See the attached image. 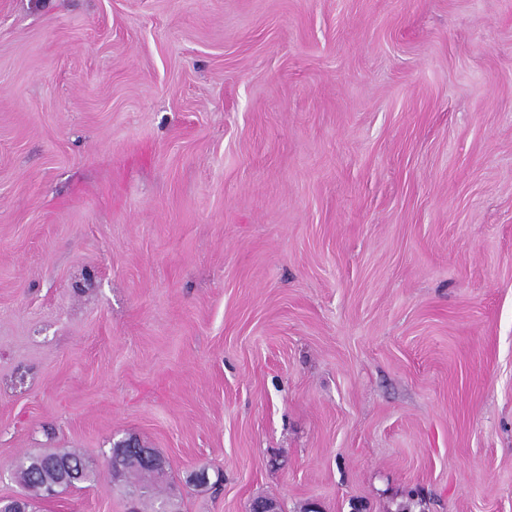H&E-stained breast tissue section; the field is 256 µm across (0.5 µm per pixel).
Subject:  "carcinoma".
Listing matches in <instances>:
<instances>
[{
    "label": "carcinoma",
    "mask_w": 512,
    "mask_h": 512,
    "mask_svg": "<svg viewBox=\"0 0 512 512\" xmlns=\"http://www.w3.org/2000/svg\"><path fill=\"white\" fill-rule=\"evenodd\" d=\"M47 458L57 461L64 467H69L70 471L64 474L60 469L45 464ZM150 458L157 463V467L153 468L137 460L127 448L120 453L110 454L112 479L133 487L132 493L140 499L148 496L151 488L162 484L163 479L166 478L165 461L153 448L150 449ZM94 468V461L78 450L62 449L48 454L24 456L17 461L15 472L28 491V498L34 500L44 497V489L49 486L55 487L62 493L69 488L92 481Z\"/></svg>",
    "instance_id": "carcinoma-1"
}]
</instances>
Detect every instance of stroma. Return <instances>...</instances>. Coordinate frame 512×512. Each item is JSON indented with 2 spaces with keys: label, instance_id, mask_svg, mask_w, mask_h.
<instances>
[{
  "label": "stroma",
  "instance_id": "obj_1",
  "mask_svg": "<svg viewBox=\"0 0 512 512\" xmlns=\"http://www.w3.org/2000/svg\"><path fill=\"white\" fill-rule=\"evenodd\" d=\"M128 437L149 512H512V0H0V498ZM47 458L54 459L64 468L69 466L71 470L66 469L67 478H64L60 469L49 466L54 464L55 461L48 460L45 462ZM95 465L93 460L85 457L76 449H62L48 454L24 456L17 461L15 472L19 481L29 493L27 497L33 501L37 498H43L44 494L46 498H53L56 496L54 487L60 494L69 488L78 487L79 484L91 482L94 477ZM45 488L47 489L44 492Z\"/></svg>",
  "mask_w": 512,
  "mask_h": 512
}]
</instances>
